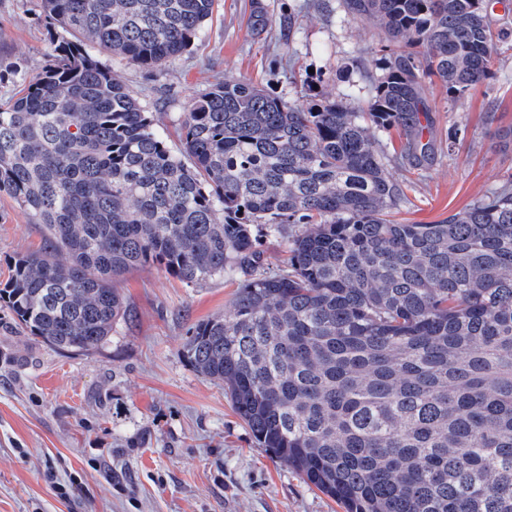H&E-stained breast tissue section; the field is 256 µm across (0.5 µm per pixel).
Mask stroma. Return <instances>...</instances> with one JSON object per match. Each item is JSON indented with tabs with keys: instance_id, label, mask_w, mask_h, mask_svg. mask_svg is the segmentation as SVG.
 I'll use <instances>...</instances> for the list:
<instances>
[{
	"instance_id": "35a3bbf8",
	"label": "stroma",
	"mask_w": 512,
	"mask_h": 512,
	"mask_svg": "<svg viewBox=\"0 0 512 512\" xmlns=\"http://www.w3.org/2000/svg\"><path fill=\"white\" fill-rule=\"evenodd\" d=\"M259 13L265 25L255 24ZM385 43L381 30L345 15L340 0H217L202 41L162 72L112 67L176 149L189 101L209 84L242 78L290 100L302 83L354 104L371 97L363 67ZM52 53L40 0H0V103ZM433 101L439 152L401 212L414 224L466 208L512 164L494 136L512 126V44L481 90L452 103L437 87ZM489 103L498 108L490 125L482 114ZM48 246L43 226L0 196V284L16 258ZM115 286L131 318L84 353L37 342L0 307V512H342L258 447L223 384L199 376L181 354L192 325L229 311L234 278L187 286L146 264ZM141 429L152 439L143 448L132 443Z\"/></svg>"
}]
</instances>
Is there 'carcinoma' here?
<instances>
[{"instance_id":"obj_1","label":"carcinoma","mask_w":512,"mask_h":512,"mask_svg":"<svg viewBox=\"0 0 512 512\" xmlns=\"http://www.w3.org/2000/svg\"><path fill=\"white\" fill-rule=\"evenodd\" d=\"M40 2L52 60L0 104V196L69 260L14 262L18 324L90 351L127 317L124 272L236 273L182 355L259 447L344 512H512V165L435 224L399 218L437 152L432 86L452 103L489 79L502 0H342L387 39L366 104L226 77L189 102L177 152L102 58L159 69L216 0Z\"/></svg>"}]
</instances>
